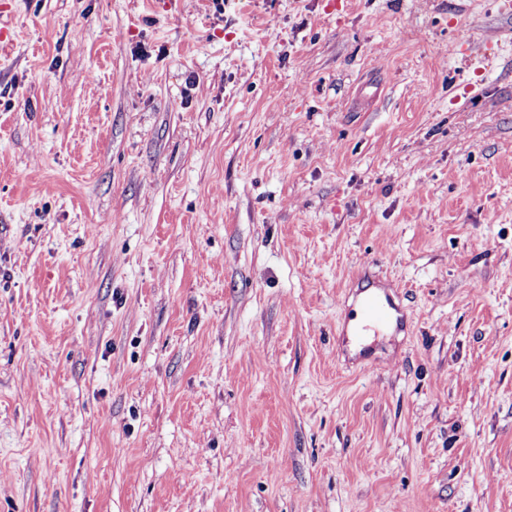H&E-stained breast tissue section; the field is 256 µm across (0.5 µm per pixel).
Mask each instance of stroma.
<instances>
[{"label": "stroma", "instance_id": "stroma-1", "mask_svg": "<svg viewBox=\"0 0 512 512\" xmlns=\"http://www.w3.org/2000/svg\"><path fill=\"white\" fill-rule=\"evenodd\" d=\"M0 31V512H512L499 0ZM377 328H385L398 320L396 309L388 296L384 300L378 296H368L360 305L357 322Z\"/></svg>", "mask_w": 512, "mask_h": 512}]
</instances>
